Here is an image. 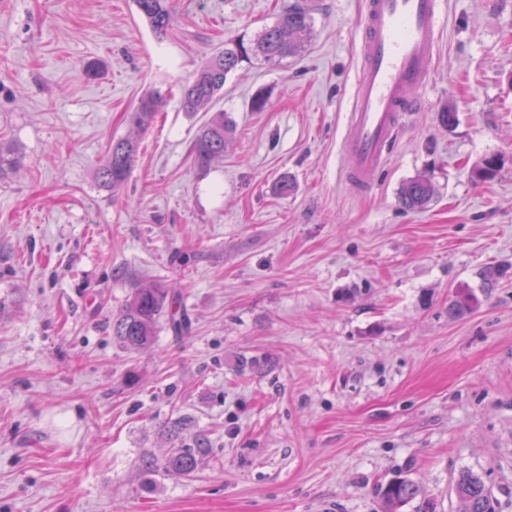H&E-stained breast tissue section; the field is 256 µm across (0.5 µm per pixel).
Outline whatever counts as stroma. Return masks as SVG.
Segmentation results:
<instances>
[{"label":"stroma","mask_w":512,"mask_h":512,"mask_svg":"<svg viewBox=\"0 0 512 512\" xmlns=\"http://www.w3.org/2000/svg\"><path fill=\"white\" fill-rule=\"evenodd\" d=\"M285 2L171 0L160 39L134 0H0V139L21 158L0 177V512H384L398 477L420 487L401 512H464L463 469L512 512V0H444L366 194L340 154L365 0H314L300 55L228 76L223 158L190 152L209 115L182 110V86ZM132 133L127 185L101 188ZM420 175L431 199L406 210ZM141 283L169 288L188 330L160 322L134 351L112 319ZM182 446L200 453L188 477L162 466ZM158 105L156 94L143 95L137 106L129 113V121L137 128L147 127L153 120ZM139 148V140L134 138L113 140L104 163L97 170L99 185L112 192L121 189L131 175ZM431 192L432 187L426 177H415L401 187L399 196L400 203L404 209H418L429 200Z\"/></svg>","instance_id":"stroma-1"}]
</instances>
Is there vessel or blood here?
<instances>
[{
    "label": "vessel or blood",
    "instance_id": "obj_1",
    "mask_svg": "<svg viewBox=\"0 0 512 512\" xmlns=\"http://www.w3.org/2000/svg\"><path fill=\"white\" fill-rule=\"evenodd\" d=\"M442 0H366L359 25L360 69L341 152L345 181L370 191L413 108L412 92L429 72Z\"/></svg>",
    "mask_w": 512,
    "mask_h": 512
}]
</instances>
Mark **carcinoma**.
Here are the masks:
<instances>
[{
    "label": "carcinoma",
    "instance_id": "carcinoma-1",
    "mask_svg": "<svg viewBox=\"0 0 512 512\" xmlns=\"http://www.w3.org/2000/svg\"><path fill=\"white\" fill-rule=\"evenodd\" d=\"M138 11L149 22L152 31L159 37L167 35L172 25L169 0H135ZM313 26L311 9L305 0H292L284 6L274 24L263 29L254 43L242 37L224 42V49L214 53L203 62L193 79L183 87L181 106L185 112H208L224 90L227 76L239 64L253 56L266 62L297 56ZM158 105V96H142L137 106L129 113V121L137 128L147 127L153 120ZM233 131V125L224 118L220 110L198 130L191 152L194 160L204 166L224 156V147ZM140 148L139 140L121 138L110 144L104 163L97 170L101 187L116 191L128 181ZM19 158L14 148L0 141V175L18 167ZM432 187L424 176L406 182L400 190V203L407 210L422 207L430 198ZM169 290L159 285L135 288L112 323V335L119 338L130 350L150 346L156 335L158 323L163 316L175 330L182 328V321L171 311ZM164 467L179 476L191 475L197 467L196 450L174 448L165 458ZM388 512H396L406 501L416 497L418 486L408 479L392 480L382 490ZM456 493L467 506L466 512H496L490 491L477 476L460 473L456 480Z\"/></svg>",
    "mask_w": 512,
    "mask_h": 512
}]
</instances>
